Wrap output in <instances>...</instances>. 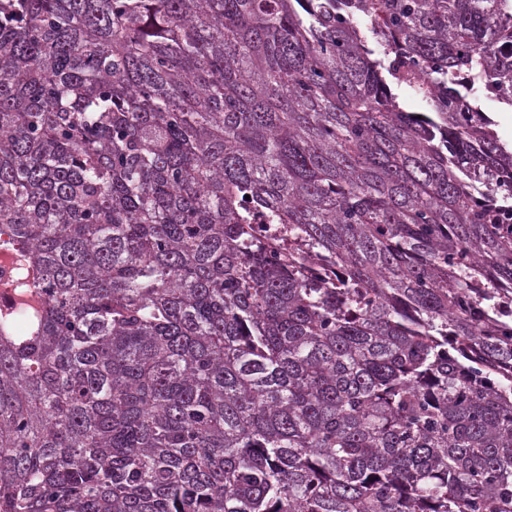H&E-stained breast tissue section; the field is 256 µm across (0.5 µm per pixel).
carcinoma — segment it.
<instances>
[{
	"label": "carcinoma",
	"mask_w": 512,
	"mask_h": 512,
	"mask_svg": "<svg viewBox=\"0 0 512 512\" xmlns=\"http://www.w3.org/2000/svg\"><path fill=\"white\" fill-rule=\"evenodd\" d=\"M336 2L0 0V512H512V0ZM486 114L492 119L499 137L510 145L512 142V109L499 103L489 104Z\"/></svg>",
	"instance_id": "cac0c4a2"
}]
</instances>
